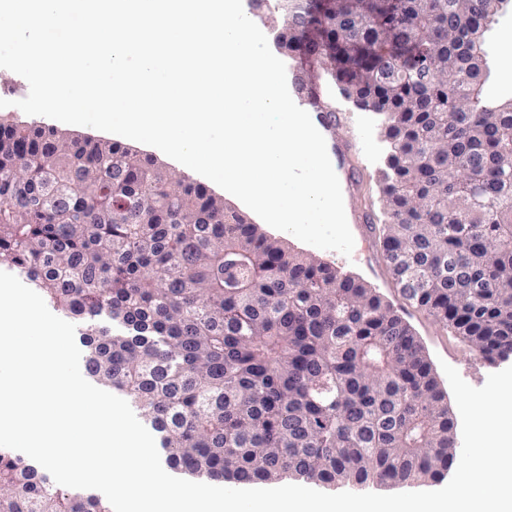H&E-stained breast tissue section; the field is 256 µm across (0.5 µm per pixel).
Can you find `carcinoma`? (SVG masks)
Returning <instances> with one entry per match:
<instances>
[{
    "instance_id": "carcinoma-1",
    "label": "carcinoma",
    "mask_w": 512,
    "mask_h": 512,
    "mask_svg": "<svg viewBox=\"0 0 512 512\" xmlns=\"http://www.w3.org/2000/svg\"><path fill=\"white\" fill-rule=\"evenodd\" d=\"M275 39L386 117V222L405 299L512 361V105L469 63L495 0H276ZM79 326L85 369L191 479L436 483L459 458L425 348L360 280L260 232L112 141L0 123V269ZM0 512H111L0 448Z\"/></svg>"
}]
</instances>
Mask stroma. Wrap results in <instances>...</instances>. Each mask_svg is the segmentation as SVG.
Instances as JSON below:
<instances>
[{
	"label": "stroma",
	"instance_id": "stroma-1",
	"mask_svg": "<svg viewBox=\"0 0 512 512\" xmlns=\"http://www.w3.org/2000/svg\"><path fill=\"white\" fill-rule=\"evenodd\" d=\"M505 27L512 28V11L497 16L490 32L491 77L484 93L497 100L506 95L504 61L512 58V45H506L499 39V32ZM313 75L323 86L324 103L332 105L335 110L333 138L345 149L339 182L354 248L351 256L347 257L303 243L265 223L261 224V231L285 241L292 251L314 255L339 271L358 277L390 302L420 337L438 380H445L443 367L448 364L471 386H483L493 373V366L465 348L432 316L404 299L387 267L379 236L371 228L370 215L380 213L382 207L379 173L389 152L379 117L345 98L325 70L314 69Z\"/></svg>",
	"mask_w": 512,
	"mask_h": 512
}]
</instances>
